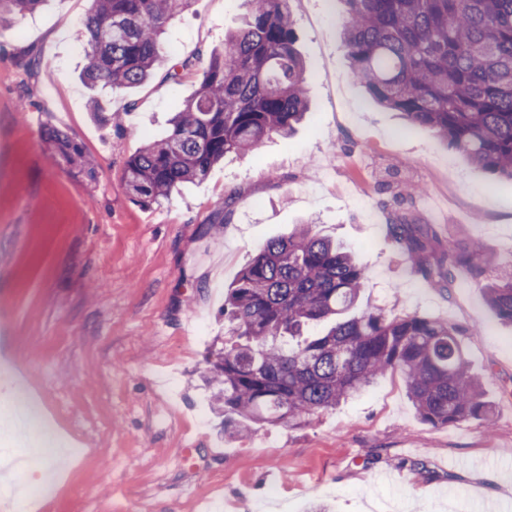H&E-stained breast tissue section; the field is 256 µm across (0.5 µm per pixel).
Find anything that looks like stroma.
Segmentation results:
<instances>
[{
    "label": "stroma",
    "instance_id": "35a3bbf8",
    "mask_svg": "<svg viewBox=\"0 0 512 512\" xmlns=\"http://www.w3.org/2000/svg\"><path fill=\"white\" fill-rule=\"evenodd\" d=\"M89 7L47 0L0 25V362L21 359L57 433L88 450L35 457L63 480L39 512H308L315 501L330 512H512V325L476 281L428 287L387 236L404 219L478 243L491 258L482 279H493L512 267V180L371 99L351 75L340 0H289L308 69L303 122L141 206L125 162L166 134L202 71L90 88ZM244 12L243 0H193L165 40L175 58L210 55ZM31 55L43 75L25 69ZM94 98L111 122L93 117ZM48 123L95 159V179L49 150ZM308 220L367 267L358 309L465 329L491 427L427 424L389 373L302 428L223 435L207 359L224 340V293L269 240ZM189 443L193 469L178 459Z\"/></svg>",
    "mask_w": 512,
    "mask_h": 512
}]
</instances>
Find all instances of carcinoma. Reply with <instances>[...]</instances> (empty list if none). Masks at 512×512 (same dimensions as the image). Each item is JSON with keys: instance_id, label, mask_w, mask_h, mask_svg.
I'll return each instance as SVG.
<instances>
[{"instance_id": "1", "label": "carcinoma", "mask_w": 512, "mask_h": 512, "mask_svg": "<svg viewBox=\"0 0 512 512\" xmlns=\"http://www.w3.org/2000/svg\"><path fill=\"white\" fill-rule=\"evenodd\" d=\"M43 2L0 0V22L21 21ZM90 2L83 20L88 84L132 88L166 63L175 82L192 68L189 60L171 59L163 35L193 0ZM246 2L243 26L210 54L170 132L127 160L125 181L136 202L168 199L180 185L205 179L225 156L251 153L303 119L305 67L289 0ZM342 2L351 73L372 98L512 180V0ZM41 138L77 172L94 177L80 144L51 125ZM389 236L430 283L474 278L490 261L482 247L451 238L436 250V233L418 224H391ZM366 283L352 252L309 224L267 243L224 297V330L236 340L209 361L216 412L236 415L241 434L251 422L299 428L397 371L426 422L480 420L491 427L490 407L463 353L466 332L379 306L349 314ZM480 288L497 316L512 323V271ZM320 324L326 332H309Z\"/></svg>"}]
</instances>
